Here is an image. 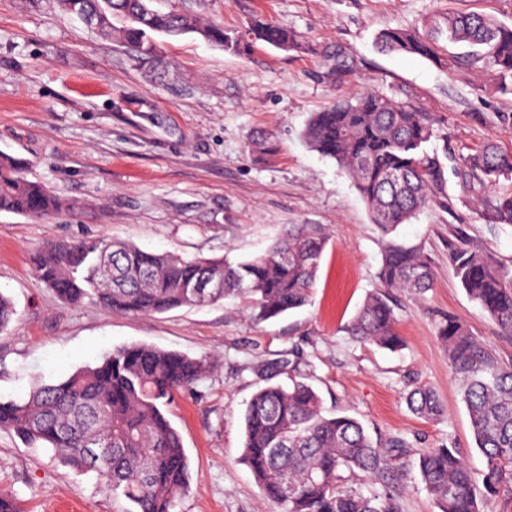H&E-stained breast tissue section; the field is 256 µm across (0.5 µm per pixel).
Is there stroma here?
<instances>
[{
    "label": "stroma",
    "mask_w": 512,
    "mask_h": 512,
    "mask_svg": "<svg viewBox=\"0 0 512 512\" xmlns=\"http://www.w3.org/2000/svg\"><path fill=\"white\" fill-rule=\"evenodd\" d=\"M228 36L263 20L293 30L309 52L252 39L227 50L196 34L159 39L154 56L101 39L56 0H0V152L22 158L28 177L66 200L57 216L0 213V291L17 319L0 335V396L21 397L131 343L206 357L214 369L176 396L171 421L190 458V491L178 512H271L242 463L244 413L264 387L261 364L286 361L278 383H310L327 412L359 419L374 441L398 437L417 448L458 449L484 467L433 314L468 325L503 358L512 338L470 300L448 268V239L460 229L499 264L512 266V224L485 223L464 204L433 207L385 236L333 159L302 132L313 113L369 90L409 102L434 123L428 145L444 168L493 143L512 153L497 115L512 92L486 93L492 73L468 47L439 38L441 70L429 60L386 53L388 28L424 29L450 12H479L512 26V0H157ZM321 227L329 238L310 303L258 322L247 299L125 316L99 304L60 301L37 279L31 257L50 240L102 236L151 252L223 257L263 254L288 231ZM418 246L434 273L425 300L392 299L403 336L391 352L355 341L346 326L378 286L387 240ZM433 388L443 415L425 420L406 396ZM22 512H132L94 473L64 466L53 452L26 447L0 430V489Z\"/></svg>",
    "instance_id": "stroma-1"
}]
</instances>
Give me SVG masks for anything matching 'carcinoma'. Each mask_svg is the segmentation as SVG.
Here are the masks:
<instances>
[{"instance_id": "1", "label": "carcinoma", "mask_w": 512, "mask_h": 512, "mask_svg": "<svg viewBox=\"0 0 512 512\" xmlns=\"http://www.w3.org/2000/svg\"><path fill=\"white\" fill-rule=\"evenodd\" d=\"M106 40L114 37L151 56L152 35L196 33L208 42L238 48L224 29L192 14L162 12L153 0H57ZM119 19L116 27L112 20ZM250 33L284 51L303 50L298 36L272 23ZM471 48V56L494 71L496 88L512 89V28L480 13H450L430 23V34L395 28L378 36L390 53L414 54L442 68L441 36ZM433 136L430 118L415 106L360 92L313 114L303 138L331 158L361 195L371 223L390 233L440 201L445 181L439 158L425 145ZM452 174L482 209L487 224H512V157L494 144L454 161ZM66 202L27 176L24 160L0 152V212L41 219ZM328 237L317 227L300 228L263 254L236 263L222 257L188 258L148 252L112 239L54 240L33 255L38 279L69 303H98L123 315L152 316L180 308L246 297L257 321L310 302ZM448 266L471 300L512 336V269L499 265L457 231L448 240ZM380 291L364 300L347 326L357 341L396 352L404 340L396 328L389 294L422 298L432 286L423 252L395 240L382 252ZM13 300L0 292V333L15 320ZM436 337L461 384L460 394L475 445L484 458L485 496L512 494V359L501 358L452 314L436 322ZM211 363L144 344L112 350L100 362L68 377L41 383L19 399L0 398V429L28 447L45 448L66 466L94 472L112 492L135 505L134 512H178L189 491L190 462L167 408L197 386ZM420 418L443 414L437 393L420 384L406 397ZM242 461L277 512H403L395 487L417 470L438 512H484L477 480L455 448L405 449L391 440L375 443L355 418L323 414L322 400L308 383L285 388L268 384L252 397L244 415ZM361 477H379L381 493L354 487Z\"/></svg>"}]
</instances>
